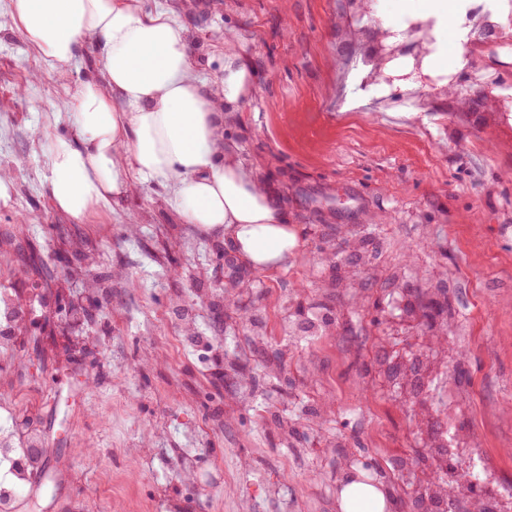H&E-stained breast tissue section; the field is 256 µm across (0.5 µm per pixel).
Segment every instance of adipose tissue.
<instances>
[{
	"mask_svg": "<svg viewBox=\"0 0 512 512\" xmlns=\"http://www.w3.org/2000/svg\"><path fill=\"white\" fill-rule=\"evenodd\" d=\"M9 19L49 67L94 50L97 74L68 108L75 133L55 139L43 188L75 223L155 183L185 224L223 238L258 270L287 266L295 227L265 185L224 148V119L250 86V73L224 36V76H196L188 29L170 8L143 0H10ZM338 512H388L381 485L346 477Z\"/></svg>",
	"mask_w": 512,
	"mask_h": 512,
	"instance_id": "1",
	"label": "adipose tissue"
}]
</instances>
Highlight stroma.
Wrapping results in <instances>:
<instances>
[{"label":"stroma","mask_w":512,"mask_h":512,"mask_svg":"<svg viewBox=\"0 0 512 512\" xmlns=\"http://www.w3.org/2000/svg\"><path fill=\"white\" fill-rule=\"evenodd\" d=\"M190 31L196 71L224 75V35L251 74L224 142L268 187L299 234L287 269L227 264L223 239L177 223L164 188L147 185L76 224L41 185L53 140L71 135L65 102L93 53L44 69L24 34L0 27V289L23 309L25 359L0 354V404L21 399L69 482L48 510L26 512H336L349 468L381 484L390 512H425L390 480L396 461L430 447L443 404L439 365L472 397L459 424L486 438L489 485L512 488V116L480 73L492 51L461 60L455 33L439 64L461 69L430 111L408 113L406 84L379 110L359 88L346 0H144ZM490 115L465 117L474 90ZM140 217L127 222L128 214ZM27 223H18V215ZM362 229L373 279L329 289L318 256ZM107 290L85 288L82 258ZM403 274L400 283L390 275ZM448 287L459 327L437 342L426 293ZM313 307L330 331L299 340L284 310ZM257 316L260 349L237 310ZM222 338L200 362L196 338Z\"/></svg>","instance_id":"35a3bbf8"}]
</instances>
